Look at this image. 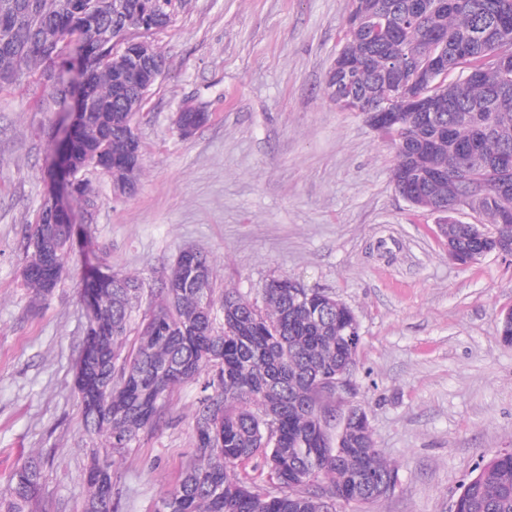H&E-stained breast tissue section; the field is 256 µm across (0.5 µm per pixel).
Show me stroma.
<instances>
[{
  "instance_id": "35a3bbf8",
  "label": "stroma",
  "mask_w": 512,
  "mask_h": 512,
  "mask_svg": "<svg viewBox=\"0 0 512 512\" xmlns=\"http://www.w3.org/2000/svg\"><path fill=\"white\" fill-rule=\"evenodd\" d=\"M351 0H192L150 34L166 65L133 120L138 189L113 197L99 169L92 201L70 199L79 235L51 296L32 303L22 229L45 191L63 112L47 109L39 72L0 91V495L29 458L41 462L42 512H82L92 443L72 389L87 326L89 268L135 278L136 319L150 314L180 252L213 260L216 291L256 305L275 278L337 297L360 342L334 415L362 406L374 445L397 469L377 501L336 512H452L489 458L512 451V258L463 266L438 214L412 207L392 180L395 154L360 112L324 90ZM208 121L181 138L186 104ZM199 385L172 393L156 429L116 464V512H154L197 455Z\"/></svg>"
}]
</instances>
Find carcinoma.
<instances>
[{
    "mask_svg": "<svg viewBox=\"0 0 512 512\" xmlns=\"http://www.w3.org/2000/svg\"><path fill=\"white\" fill-rule=\"evenodd\" d=\"M124 5L128 31L149 0H0V29L13 32L11 45L0 44V90L44 65L51 101L62 103L68 88L51 73L77 69L81 97L105 104V110L74 114L63 163H53L47 178L58 192L60 180L89 168L123 172L125 146L135 135L133 118L149 90L141 85L120 94L116 69L123 56L110 41L95 38L112 26V4ZM352 0L353 25L340 49L349 75L326 77V91L345 110L369 112L388 95L390 108L404 111L394 90L437 55H448V69L423 89L433 96L435 118L409 114L387 131L396 155L395 188L418 187L419 201L448 206L441 232L448 248L471 264L482 256L512 249V0ZM81 30L89 40L68 50L67 36ZM471 198L478 222L455 217L454 207ZM75 224L68 213L56 225L33 223L24 232L23 279L36 300L46 298L50 268L44 253L67 263ZM196 271L207 280L217 317L202 309L199 289L161 283V304L138 325L135 343L123 353L138 288L121 274H91L83 289L85 304L96 309L87 328L93 347L85 369L73 373V388L84 430L95 442L84 475L83 512H115L110 487L115 457L139 434L159 424L168 397L179 385L201 381L194 430L212 428L207 440L195 438L197 458L178 485L160 499L165 512H322L319 489L308 482L323 478L345 493L344 500L368 502L363 479L396 475L374 448L369 422L352 419L342 439L307 412L332 394L319 390L336 366L355 362L357 346L347 341L352 309L325 310L328 294L311 290L295 301L291 278L264 289V308L233 291L215 296L211 260L196 252ZM279 414L278 448L260 447L263 418ZM261 454L278 476L274 491H259L230 477L242 461ZM39 464L29 460L11 479L0 512H36ZM460 512H512V454H495L462 490Z\"/></svg>",
    "mask_w": 512,
    "mask_h": 512,
    "instance_id": "1",
    "label": "carcinoma"
}]
</instances>
